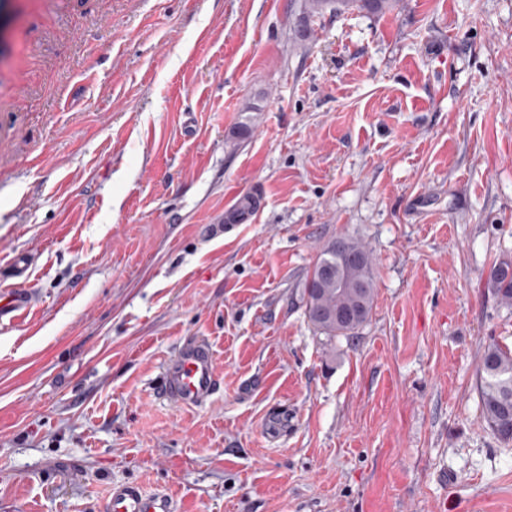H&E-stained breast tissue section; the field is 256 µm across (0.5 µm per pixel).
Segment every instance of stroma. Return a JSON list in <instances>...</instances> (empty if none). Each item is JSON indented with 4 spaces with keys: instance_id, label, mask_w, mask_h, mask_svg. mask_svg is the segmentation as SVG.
Here are the masks:
<instances>
[{
    "instance_id": "35a3bbf8",
    "label": "stroma",
    "mask_w": 512,
    "mask_h": 512,
    "mask_svg": "<svg viewBox=\"0 0 512 512\" xmlns=\"http://www.w3.org/2000/svg\"><path fill=\"white\" fill-rule=\"evenodd\" d=\"M7 0L0 260L37 296L0 325V512H512L482 417L485 281L512 252V0ZM237 193L259 209L211 236ZM360 240L369 320L324 345L303 300ZM221 389L156 398L184 337ZM397 0H302L300 3L304 17L320 14L327 9L330 12H345L349 10L379 13L394 8ZM108 512H174L175 503L166 493L145 494L136 483L114 487L107 503Z\"/></svg>"
}]
</instances>
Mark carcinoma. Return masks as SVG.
Returning a JSON list of instances; mask_svg holds the SVG:
<instances>
[{"label":"carcinoma","mask_w":512,"mask_h":512,"mask_svg":"<svg viewBox=\"0 0 512 512\" xmlns=\"http://www.w3.org/2000/svg\"><path fill=\"white\" fill-rule=\"evenodd\" d=\"M397 0H301L306 17L326 10L379 13ZM486 288L501 305L512 307V256L505 254L491 267ZM375 298L374 264L370 251L353 238L339 237L325 244L310 269L304 288L308 321L326 345L347 337L365 324ZM482 418L502 442H512V351L491 341L484 346L478 369Z\"/></svg>","instance_id":"carcinoma-1"}]
</instances>
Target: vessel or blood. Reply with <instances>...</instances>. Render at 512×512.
<instances>
[{
  "instance_id": "1",
  "label": "vessel or blood",
  "mask_w": 512,
  "mask_h": 512,
  "mask_svg": "<svg viewBox=\"0 0 512 512\" xmlns=\"http://www.w3.org/2000/svg\"><path fill=\"white\" fill-rule=\"evenodd\" d=\"M259 199L253 194L236 195L224 211V221L210 227L219 236L226 226L240 224L257 208ZM31 262L20 254L6 266L0 267V280L14 281L15 286L0 296V320L23 314L34 301V293L25 282ZM220 380L214 369V359L204 338L189 336L183 339L175 356L165 365L158 395L180 406H197L216 393ZM108 512H175L173 499L165 493L148 495L135 483L113 488Z\"/></svg>"
}]
</instances>
